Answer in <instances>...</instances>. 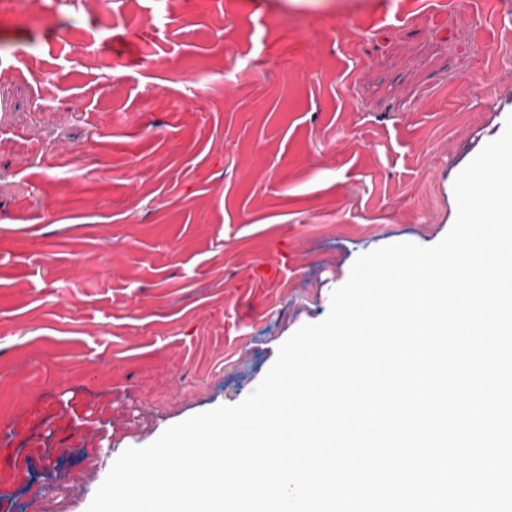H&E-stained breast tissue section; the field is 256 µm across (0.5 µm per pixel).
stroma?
Masks as SVG:
<instances>
[{
  "mask_svg": "<svg viewBox=\"0 0 512 512\" xmlns=\"http://www.w3.org/2000/svg\"><path fill=\"white\" fill-rule=\"evenodd\" d=\"M511 116L512 0H0V512L243 401Z\"/></svg>",
  "mask_w": 512,
  "mask_h": 512,
  "instance_id": "1",
  "label": "stroma"
}]
</instances>
